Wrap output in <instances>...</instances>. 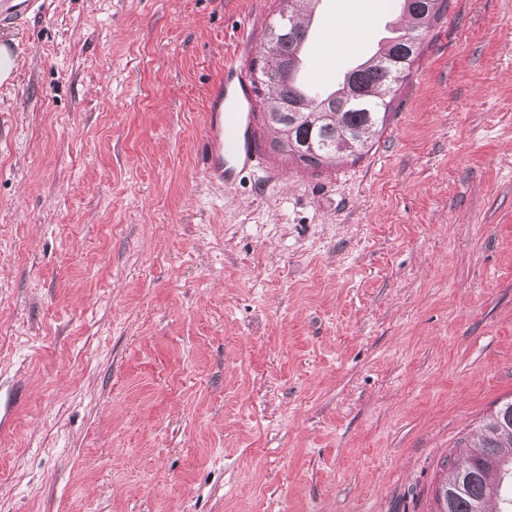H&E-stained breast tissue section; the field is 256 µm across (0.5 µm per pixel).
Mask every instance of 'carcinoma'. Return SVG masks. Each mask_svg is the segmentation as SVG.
<instances>
[{"label":"carcinoma","instance_id":"1","mask_svg":"<svg viewBox=\"0 0 512 512\" xmlns=\"http://www.w3.org/2000/svg\"><path fill=\"white\" fill-rule=\"evenodd\" d=\"M313 0H281L278 17L269 26L267 43L251 70L258 82L276 92L263 111L264 123L278 134L277 148L293 156V149H315L309 166L332 164L365 152L394 110L395 86L409 79L423 52L426 35L446 15L450 0H402L410 28L393 41L387 53L376 54L346 73L342 87L323 96L308 95L288 76V64L303 44L307 28L298 18ZM349 98L355 105L341 110L336 104ZM297 100L302 112H281L285 101ZM452 479L437 493L436 512H487V503L500 497V484L489 481L498 473L512 477V399L483 418L479 432L465 445V461L455 466Z\"/></svg>","mask_w":512,"mask_h":512}]
</instances>
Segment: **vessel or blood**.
I'll return each instance as SVG.
<instances>
[{
    "label": "vessel or blood",
    "instance_id": "vessel-or-blood-1",
    "mask_svg": "<svg viewBox=\"0 0 512 512\" xmlns=\"http://www.w3.org/2000/svg\"><path fill=\"white\" fill-rule=\"evenodd\" d=\"M262 127L251 75L235 61L224 64L207 107L203 129L205 175L215 184H232L260 160Z\"/></svg>",
    "mask_w": 512,
    "mask_h": 512
}]
</instances>
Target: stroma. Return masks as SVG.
Wrapping results in <instances>:
<instances>
[{
    "label": "stroma",
    "mask_w": 512,
    "mask_h": 512,
    "mask_svg": "<svg viewBox=\"0 0 512 512\" xmlns=\"http://www.w3.org/2000/svg\"><path fill=\"white\" fill-rule=\"evenodd\" d=\"M376 43L394 0H321ZM280 0L0 22V512H432L512 398V0H451L371 149L202 167Z\"/></svg>",
    "instance_id": "obj_1"
}]
</instances>
